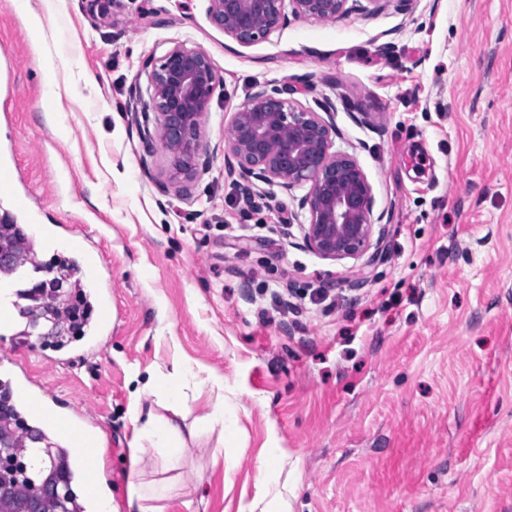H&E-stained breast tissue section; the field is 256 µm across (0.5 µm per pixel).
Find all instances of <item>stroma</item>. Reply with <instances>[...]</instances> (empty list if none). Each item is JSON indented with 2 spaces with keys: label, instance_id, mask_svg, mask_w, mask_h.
Listing matches in <instances>:
<instances>
[{
  "label": "stroma",
  "instance_id": "obj_1",
  "mask_svg": "<svg viewBox=\"0 0 512 512\" xmlns=\"http://www.w3.org/2000/svg\"><path fill=\"white\" fill-rule=\"evenodd\" d=\"M29 2L58 61L46 78L0 0V155L29 192L0 189V222L42 229L44 263L75 237L98 253L112 329L58 349L1 325L0 377L103 439V496L122 508L158 482L162 512H512V0L293 18L248 46L209 0ZM177 44L224 80L189 181L136 118ZM266 85L334 104V148L387 226L374 264L303 246L305 188L259 182L245 208L225 128ZM177 363L183 457L132 474L134 410ZM219 403L227 438L207 423Z\"/></svg>",
  "mask_w": 512,
  "mask_h": 512
}]
</instances>
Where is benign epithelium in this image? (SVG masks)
Returning a JSON list of instances; mask_svg holds the SVG:
<instances>
[{
	"label": "benign epithelium",
	"mask_w": 512,
	"mask_h": 512,
	"mask_svg": "<svg viewBox=\"0 0 512 512\" xmlns=\"http://www.w3.org/2000/svg\"><path fill=\"white\" fill-rule=\"evenodd\" d=\"M210 19L241 46L280 31L288 16L337 22L348 16L349 0H209ZM223 88L210 57L195 47L175 45L153 65L147 98L140 99L143 134L159 140L179 171H187L202 150L201 120ZM272 86L252 93L233 113L224 148L229 173L247 182L273 184L289 193L309 186L298 207L309 214L300 225L304 245L323 259H374L383 252V216H374V196L366 174L350 154L333 150L336 126L285 97ZM23 464L14 448L0 446V500L15 491L13 473ZM26 512H69L66 482L32 484L25 490Z\"/></svg>",
	"instance_id": "1"
}]
</instances>
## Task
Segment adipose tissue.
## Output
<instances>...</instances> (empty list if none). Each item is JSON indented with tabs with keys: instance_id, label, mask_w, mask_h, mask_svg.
I'll list each match as a JSON object with an SVG mask.
<instances>
[{
	"instance_id": "obj_1",
	"label": "adipose tissue",
	"mask_w": 512,
	"mask_h": 512,
	"mask_svg": "<svg viewBox=\"0 0 512 512\" xmlns=\"http://www.w3.org/2000/svg\"><path fill=\"white\" fill-rule=\"evenodd\" d=\"M151 456L163 464L176 466L182 457L180 430L171 419L157 413H148L137 427L134 448L130 454L131 471H139L144 456Z\"/></svg>"
}]
</instances>
